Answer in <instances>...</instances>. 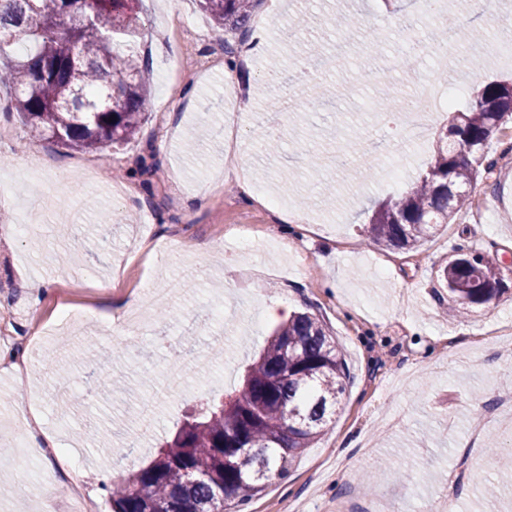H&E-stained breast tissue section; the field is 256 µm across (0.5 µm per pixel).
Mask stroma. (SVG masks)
Here are the masks:
<instances>
[{
  "mask_svg": "<svg viewBox=\"0 0 512 512\" xmlns=\"http://www.w3.org/2000/svg\"><path fill=\"white\" fill-rule=\"evenodd\" d=\"M174 10L210 24L197 0H140L137 46L148 49L154 78L136 141L101 154L30 138L0 93V164L11 169L0 178V195L10 199L0 289L11 295L0 299V318L9 317L12 333L0 338V351H15L19 336L36 343L31 378L0 362V421L13 424L33 383L51 388L45 356L64 364L66 402L43 398L35 408L58 447L75 449L99 512H112L106 485L146 465L185 411L238 393L245 367L277 325L269 308L307 309L344 354L346 391L287 476L228 512H512V486L484 495L499 472H512V413L495 406L512 389V338L494 334L512 326V281L499 299L462 316L449 313L448 298L435 290L437 268L457 248L512 263V118L490 141L493 173L478 178L453 223L409 251L367 237L375 207L426 170L449 116L433 113L415 147L390 139L376 104L419 95L451 72L464 82L462 109L475 86L512 76V62L488 52L471 67L467 43L451 69L433 53H414L429 36L414 22L415 0H392L387 24L374 31L375 0H262L247 29L230 37L246 81L226 89L218 66L171 91L159 78L164 68L193 70L212 51L206 34L189 47L156 40ZM299 16L302 30L289 37ZM349 17L366 39L381 38L383 55H414L413 70L384 76L378 58L354 56L329 71L307 68L310 43L329 50ZM274 64L283 75L269 89L262 76ZM286 91L298 104L272 113ZM273 125L282 133L269 152L256 135ZM373 139L388 140L389 155L369 153ZM149 149L157 165L152 191L124 190V172ZM44 155L55 167L25 179V160ZM207 183L211 191L196 203ZM284 211L300 212L301 221L283 223ZM231 224L252 225L251 248L225 234ZM196 243L208 252H193ZM135 244L149 254L154 287L177 279L181 288L164 299L142 294ZM65 287L91 311L142 294L146 318L128 329L96 319L78 331L47 330ZM173 379L181 394H169ZM142 399L158 408L143 430L135 426ZM0 472L12 480L0 490V512H40L38 497L19 496L18 485L52 486L63 475L53 459L36 466L6 435Z\"/></svg>",
  "mask_w": 512,
  "mask_h": 512,
  "instance_id": "stroma-1",
  "label": "stroma"
}]
</instances>
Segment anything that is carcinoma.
Segmentation results:
<instances>
[{"label":"carcinoma","mask_w":512,"mask_h":512,"mask_svg":"<svg viewBox=\"0 0 512 512\" xmlns=\"http://www.w3.org/2000/svg\"><path fill=\"white\" fill-rule=\"evenodd\" d=\"M260 0H199L216 33L243 31ZM138 16L122 0H0V89L33 137L79 152H106L134 139L150 75L131 43ZM27 47L24 58L9 50ZM512 117V81L483 86L453 112L433 163L401 197L369 219L370 237L412 250L450 223L468 188L496 161L487 146ZM156 163L137 157L129 175L148 182ZM457 249L439 268L452 310L499 298L501 268ZM348 368L326 325L309 312L276 327L245 370L240 393L186 413L175 434L129 479L109 488L113 512H219L247 504L322 432Z\"/></svg>","instance_id":"cac0c4a2"}]
</instances>
